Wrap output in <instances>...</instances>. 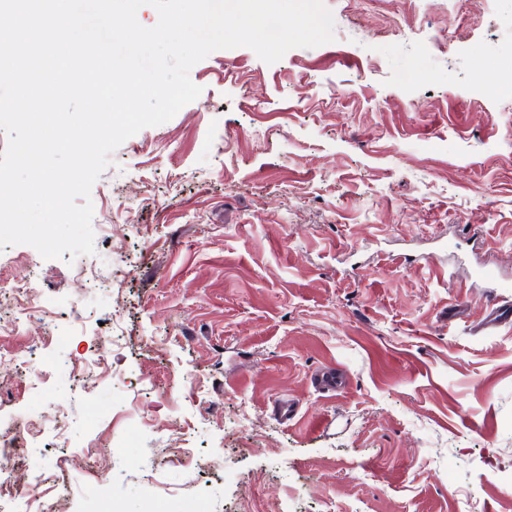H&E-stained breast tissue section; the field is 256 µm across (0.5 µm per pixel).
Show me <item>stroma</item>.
<instances>
[{"label":"stroma","mask_w":512,"mask_h":512,"mask_svg":"<svg viewBox=\"0 0 512 512\" xmlns=\"http://www.w3.org/2000/svg\"><path fill=\"white\" fill-rule=\"evenodd\" d=\"M324 3L334 41L212 52L112 153L94 254L0 251L40 309L0 308V354L44 375L0 365V419L35 424L10 495L41 471L67 512H512V322L483 329L472 275L512 303V0ZM475 276L483 283L488 285V293L491 296L489 299L491 301L490 304V312L488 314L489 322H496L500 320L502 317L507 316V320L511 319L512 313L510 308H503L502 305H499V301L496 298L497 288H500V280L498 272L491 267H481L476 269Z\"/></svg>","instance_id":"35a3bbf8"}]
</instances>
